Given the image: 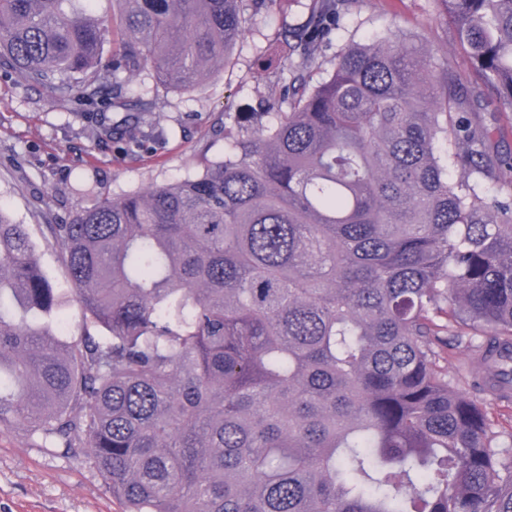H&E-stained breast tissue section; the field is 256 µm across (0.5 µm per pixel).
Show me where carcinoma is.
<instances>
[{
	"label": "carcinoma",
	"instance_id": "cac0c4a2",
	"mask_svg": "<svg viewBox=\"0 0 512 512\" xmlns=\"http://www.w3.org/2000/svg\"><path fill=\"white\" fill-rule=\"evenodd\" d=\"M0 0V69L94 102L98 73L195 90L262 0ZM350 0L287 31L273 112L224 133L200 174L98 196L65 224L0 208V428L88 449L125 512H512V443L435 345L512 386V152L476 108L512 111V0H440L482 83L400 38L307 70ZM112 50L104 55L105 44ZM102 140L134 137L90 112Z\"/></svg>",
	"mask_w": 512,
	"mask_h": 512
}]
</instances>
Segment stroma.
I'll list each match as a JSON object with an SVG mask.
<instances>
[{
	"label": "stroma",
	"instance_id": "35a3bbf8",
	"mask_svg": "<svg viewBox=\"0 0 512 512\" xmlns=\"http://www.w3.org/2000/svg\"><path fill=\"white\" fill-rule=\"evenodd\" d=\"M310 7L311 0H269L248 18L230 65L195 91L158 85L147 69L136 74L126 97L153 101V111L145 118L143 141L121 148L98 140L83 106L0 72V209L20 224H63L93 202L71 193L77 171L109 196L198 175L205 160L223 157L225 130L277 92L282 77L263 70L262 61L282 48L283 32L303 24ZM390 30L423 46L435 61L452 59L465 79H473L439 0H352L321 66L311 68L312 80L324 77L346 42ZM447 366L449 380L483 405L501 435L511 434L512 402L492 401L477 388L480 364L473 348L452 343ZM0 512H124V506L84 455L42 447L26 425L17 424L0 429Z\"/></svg>",
	"mask_w": 512,
	"mask_h": 512
}]
</instances>
